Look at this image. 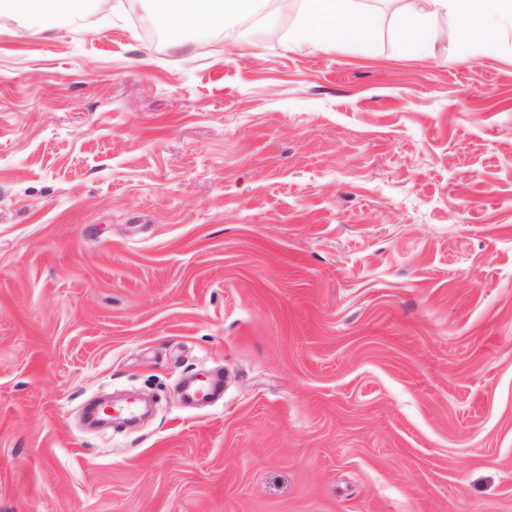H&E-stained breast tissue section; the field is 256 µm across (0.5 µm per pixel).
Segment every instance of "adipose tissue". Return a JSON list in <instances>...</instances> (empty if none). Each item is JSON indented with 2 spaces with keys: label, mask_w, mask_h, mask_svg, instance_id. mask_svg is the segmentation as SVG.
<instances>
[{
  "label": "adipose tissue",
  "mask_w": 512,
  "mask_h": 512,
  "mask_svg": "<svg viewBox=\"0 0 512 512\" xmlns=\"http://www.w3.org/2000/svg\"><path fill=\"white\" fill-rule=\"evenodd\" d=\"M301 22L294 37L320 47L327 43H369L377 20L360 10L355 0H304ZM434 9L453 8L462 24L455 38L462 50L480 42L496 47V32L512 27V0H429ZM173 39L190 29H213L233 15L253 10L255 0H155ZM91 0H0V13L10 12L43 24L76 23L85 19Z\"/></svg>",
  "instance_id": "obj_1"
}]
</instances>
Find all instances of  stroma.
I'll return each mask as SVG.
<instances>
[{"label": "stroma", "mask_w": 512, "mask_h": 512, "mask_svg": "<svg viewBox=\"0 0 512 512\" xmlns=\"http://www.w3.org/2000/svg\"><path fill=\"white\" fill-rule=\"evenodd\" d=\"M356 3L318 49L303 0L0 15V512H512V28ZM174 40L190 29H213L253 10L255 0H155ZM301 22L294 38L322 47L325 43H369L376 17L359 10L355 0H304ZM426 14L406 10L397 18V28L401 35V49L411 54L428 38L429 29L426 24Z\"/></svg>", "instance_id": "1"}]
</instances>
